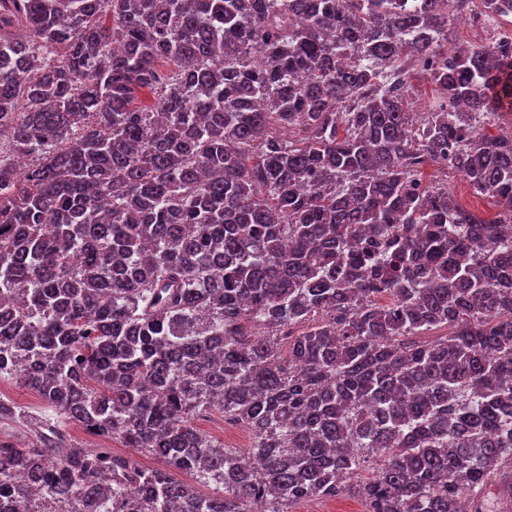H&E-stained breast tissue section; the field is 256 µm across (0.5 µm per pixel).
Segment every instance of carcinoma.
Here are the masks:
<instances>
[{"mask_svg": "<svg viewBox=\"0 0 512 512\" xmlns=\"http://www.w3.org/2000/svg\"><path fill=\"white\" fill-rule=\"evenodd\" d=\"M465 10L512 0H0V381L45 405L0 398V512H512V45L440 57ZM414 90L412 94L410 112L415 113L418 118L420 113L426 112V106L424 100L437 96L436 87L428 79L423 78L421 75L414 77ZM448 188L454 190L452 191L454 195L469 210H473L485 217L498 212V208L494 205V200L475 195L474 190L468 186L467 182L456 171L448 174ZM469 199H474L473 203H469ZM3 392L14 402L32 410L39 411L42 408L41 400L34 392L15 382H4ZM224 418L217 414H208L198 417L195 420V425L205 434L211 436L213 439L224 443L225 446H236L247 448L251 444L250 432L240 425H234L237 430L225 429L224 432ZM241 448V449H244ZM66 430L69 433L70 442L83 448H98V445L105 444L110 446V448H112V452L116 454H124L131 451L130 448H124L123 444L119 440L104 442L101 439L86 433L83 428L75 424L67 426ZM293 512H362L366 506L361 499L353 496L300 500L292 506Z\"/></svg>", "mask_w": 512, "mask_h": 512, "instance_id": "obj_1", "label": "carcinoma"}]
</instances>
